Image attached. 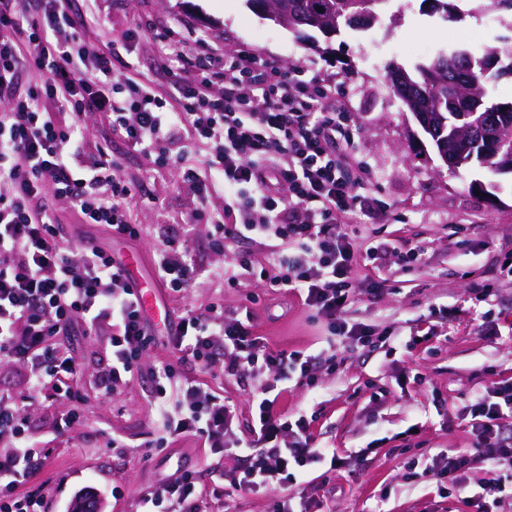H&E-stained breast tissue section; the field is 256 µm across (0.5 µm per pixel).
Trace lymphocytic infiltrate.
Segmentation results:
<instances>
[{"label":"lymphocytic infiltrate","instance_id":"1","mask_svg":"<svg viewBox=\"0 0 512 512\" xmlns=\"http://www.w3.org/2000/svg\"><path fill=\"white\" fill-rule=\"evenodd\" d=\"M87 19L68 0H0V363L26 367L28 391L50 390L73 399L74 359L49 341L81 322L110 338L103 380L115 394L133 373L150 337L124 268L91 243L71 245L58 224L52 199H63L83 223L108 225L113 235L134 239L126 204L137 186L122 178L107 146L96 159H81L85 112L107 113L113 131L134 147L158 150L164 161L181 160L173 147L185 141L207 145L204 168L184 166L182 181L197 198L220 193L224 217L213 221V246L223 250L239 238L276 241L272 288L303 297L327 321L329 346L343 349L386 344L348 312L352 273L359 262L382 260L376 242L356 243L348 232L366 186V167L353 152L348 109L335 83L286 68L257 49L214 51L191 27L162 31L172 60L169 87L157 91L150 78L130 72L136 31L87 54L79 37ZM41 83L18 90L20 70ZM57 99L71 113L61 124L43 101ZM192 229L168 230L157 260L163 287L192 288L200 269L190 254ZM171 342L182 356L211 373L250 383L255 410L242 463L229 485L242 492L279 491L273 512H312L317 500L294 498L298 476L326 463L342 467L334 449L315 444L304 419L288 421L276 410L274 392L292 380L313 383L317 359L301 351L275 352L251 316L188 313ZM273 374L260 382L262 372ZM155 407L164 438L188 433L223 450L235 434V410L192 382H178L174 368L159 372ZM471 424L472 452L441 449L424 471L459 490L478 461L512 467V382L468 397L461 410ZM19 403L0 395V438L13 450L0 455V512H45L42 496L18 488L42 465L26 433ZM226 484L202 485L186 470L147 495L166 512H227Z\"/></svg>","mask_w":512,"mask_h":512}]
</instances>
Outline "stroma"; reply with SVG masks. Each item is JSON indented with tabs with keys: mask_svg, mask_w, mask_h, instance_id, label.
<instances>
[{
	"mask_svg": "<svg viewBox=\"0 0 512 512\" xmlns=\"http://www.w3.org/2000/svg\"><path fill=\"white\" fill-rule=\"evenodd\" d=\"M70 6L94 11L96 24L82 37L87 52L138 30L131 61L154 80L162 77L157 32L189 24L223 51L258 48L284 67L297 65L343 86L356 152L370 173L358 226L362 235L375 236L388 249L381 268H355L350 316L399 340L400 346L338 351L335 362L318 364L316 387L289 385L276 409L291 419L306 416L315 442L344 458L345 467L331 475L336 493L327 499L330 512H473L465 499L490 478L487 464L474 463L465 489L449 498L439 496L436 481L424 476L423 468L441 449L471 446V428L459 410L472 390L512 381V278L501 273L504 261L512 258V179L502 178L503 188L493 200L471 192L470 182L488 181V174L477 168L449 172L392 92L387 66L409 67L425 54L460 46L483 53L507 34L505 23L472 40L466 31L481 25L483 13L450 23L429 14L423 0H392L371 30H344L331 37L313 31L302 40L259 18L246 0H71ZM142 21L147 29H139ZM422 43L428 44V53L419 52ZM81 126L84 159H93L98 146H108L121 175L139 185L127 208L141 235L113 237L109 226L81 223L77 212L59 201L54 214L67 238L94 241L116 260L128 261L130 280H142L150 289L157 281L154 261L162 229L191 224L189 247L205 272L186 293L161 290L156 309L145 314L152 343L112 401L100 397L99 361L110 352L109 340L76 324L54 339L56 348L79 366L74 400L30 397L25 370L17 364L0 365V394L23 403L29 434L48 455L26 484L44 496L48 512H70L74 497L85 491L96 495L102 512H145V494L182 469L195 470L207 485L214 472L238 466L236 448L218 452L194 436L157 446L153 391L159 369L179 365L181 378L229 401L237 411L239 437L249 436L253 421L243 385L180 360L169 331L181 317L218 305L229 318L247 307L270 348L309 354L326 350L327 322L298 297L268 288L258 276L244 275L236 286L211 278L209 269L234 266L244 254L255 267H267L269 241L240 239L216 253L201 217L223 212V196L198 200L183 185L179 166L160 163L155 152L131 148L113 133L105 113H87ZM381 200L387 209L378 208ZM417 247L422 250L418 257L413 254ZM381 279L383 293L371 298L367 286ZM482 284L494 294L480 302L473 288ZM431 327L436 334L430 338ZM409 340L414 348L403 349ZM70 412L76 421L60 428Z\"/></svg>",
	"mask_w": 512,
	"mask_h": 512,
	"instance_id": "35a3bbf8",
	"label": "stroma"
}]
</instances>
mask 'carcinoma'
Wrapping results in <instances>:
<instances>
[{
  "label": "carcinoma",
  "instance_id": "carcinoma-1",
  "mask_svg": "<svg viewBox=\"0 0 512 512\" xmlns=\"http://www.w3.org/2000/svg\"><path fill=\"white\" fill-rule=\"evenodd\" d=\"M270 2L288 19L286 30L299 38L316 30L325 36L345 28L365 30L377 21L389 0H246L247 6L261 15ZM323 11H317V8ZM508 57L512 64V41L490 47L480 57L465 47L449 54L439 53L417 64L414 72L392 63L388 74L402 80L400 95L416 103L419 111L430 115L432 134L444 143L479 157L485 147L479 132L483 126H499L504 136L512 137V102L491 101L487 79L497 75L484 68Z\"/></svg>",
  "mask_w": 512,
  "mask_h": 512
}]
</instances>
